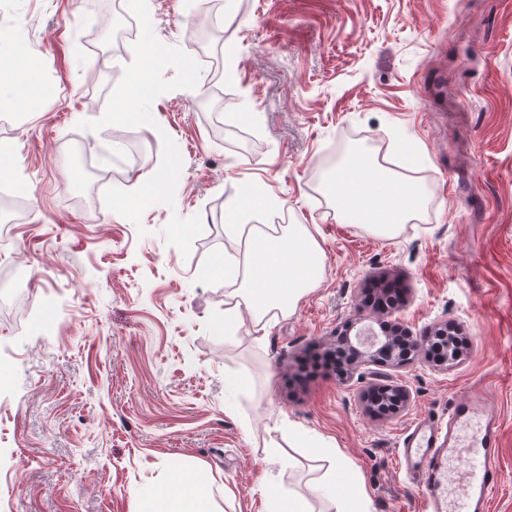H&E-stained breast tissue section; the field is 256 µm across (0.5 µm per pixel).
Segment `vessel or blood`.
Segmentation results:
<instances>
[{"mask_svg":"<svg viewBox=\"0 0 512 512\" xmlns=\"http://www.w3.org/2000/svg\"><path fill=\"white\" fill-rule=\"evenodd\" d=\"M499 431L484 390L474 388L449 411L444 443H437L434 423L426 418L405 432L400 463L426 506L444 499L448 512H488L502 481Z\"/></svg>","mask_w":512,"mask_h":512,"instance_id":"1","label":"vessel or blood"}]
</instances>
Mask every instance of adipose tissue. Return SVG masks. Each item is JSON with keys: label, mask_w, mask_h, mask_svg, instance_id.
<instances>
[{"label": "adipose tissue", "mask_w": 512, "mask_h": 512, "mask_svg": "<svg viewBox=\"0 0 512 512\" xmlns=\"http://www.w3.org/2000/svg\"><path fill=\"white\" fill-rule=\"evenodd\" d=\"M328 187L343 223L386 237L397 233L424 206L417 181L359 155L337 169ZM249 202V197H242L225 214V234L244 238L245 251L242 262L225 263L224 274L242 277L240 297L255 329L260 331L271 309L288 313L316 287L323 272V255L305 225L292 224L278 234L243 223L242 215ZM138 512L218 510L208 488L197 484L189 467L182 466L171 471L168 493L144 496Z\"/></svg>", "instance_id": "obj_1"}]
</instances>
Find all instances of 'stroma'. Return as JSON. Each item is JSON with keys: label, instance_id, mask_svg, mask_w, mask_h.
Wrapping results in <instances>:
<instances>
[{"label": "stroma", "instance_id": "obj_1", "mask_svg": "<svg viewBox=\"0 0 512 512\" xmlns=\"http://www.w3.org/2000/svg\"><path fill=\"white\" fill-rule=\"evenodd\" d=\"M204 2L0 0V180L27 202L0 281L28 282L0 313V512H135L181 464L222 512L354 493L423 512L401 437L477 386L501 423L490 512H512V0H224L213 93L189 38ZM337 147L418 181L419 216L392 237L337 223ZM246 190L252 223L307 226L324 273L229 336L241 282L218 265L244 252L224 215ZM119 198L137 206L116 221ZM383 322L470 346L308 377ZM383 386L407 392L397 412L368 410ZM459 335L460 334L455 330L448 332L447 335L444 331L440 330V333L433 336L428 344L430 350L435 354L437 359L441 360L443 355L448 351L444 361H447L448 366L450 367L457 364L460 359V354L456 350H448L449 345H451L453 349L457 347L460 350L466 349L469 345V340L466 337Z\"/></svg>", "mask_w": 512, "mask_h": 512}]
</instances>
